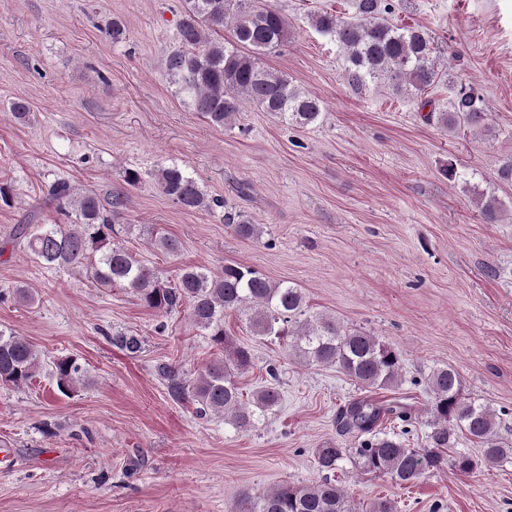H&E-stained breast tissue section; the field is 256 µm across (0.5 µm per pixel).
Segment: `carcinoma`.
<instances>
[{
    "label": "carcinoma",
    "instance_id": "carcinoma-1",
    "mask_svg": "<svg viewBox=\"0 0 512 512\" xmlns=\"http://www.w3.org/2000/svg\"><path fill=\"white\" fill-rule=\"evenodd\" d=\"M394 0H355L354 16L325 10L310 15L312 27L336 41L345 60V77L356 87H385L395 95L420 99L424 119L454 131L488 128L490 112L472 86L460 87L445 104L427 97L448 70L434 56L425 31L389 20ZM232 31L224 39V29ZM288 32L285 16L271 4L249 0H182L177 23L178 47L166 59V74L187 109L210 125L233 124L244 104L250 103L279 122L299 127L316 124L323 112L321 99L293 84L286 75L268 67L261 55L280 45ZM155 179L162 192L189 210H210L223 201L205 195L196 179L177 164L160 167ZM60 212L74 217L70 224H23L18 239L39 263L55 269L77 270L98 288L115 285L130 290L153 311L168 312L190 306L193 323L202 329L217 356L197 373L183 377L163 363L158 374L169 396L193 402L200 414L224 416V422L250 430L273 414L281 396L274 384L264 386L246 400L239 377L252 366L251 350L224 330V313L237 311L252 335L284 343L288 355L312 365H330L357 384L373 389L402 383L399 353L379 337L345 328L336 318L311 311L301 289L286 282L273 283L258 270L226 263L218 274L187 267L170 283L120 242L128 227L118 223L127 193L115 190L107 199L82 191L66 180L53 182L47 192ZM477 206L483 221L497 224L502 205L493 194L480 193ZM224 221L241 237L258 235V228L225 213ZM40 364L28 340L0 330V385L28 384ZM57 389L67 395L83 380V370L70 357L53 362ZM431 400L425 406L430 433L422 449L409 448L400 432H384L387 418L409 424L405 406H384L369 399L344 405L338 417L342 432L358 439L353 448L328 446L314 450L319 481L294 486L283 484L239 503V512H360L335 478L346 459L366 474L386 476L397 485H411L424 474L445 466L468 475L482 465L512 461V441L497 435L494 413L484 404L461 394V376L452 366L436 367L425 380ZM465 440L480 447L473 456L458 450Z\"/></svg>",
    "mask_w": 512,
    "mask_h": 512
}]
</instances>
